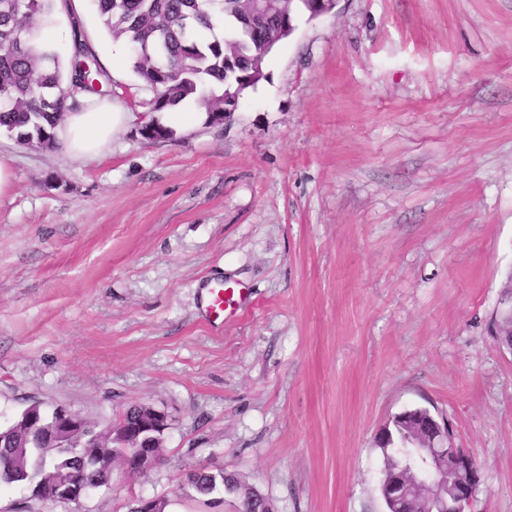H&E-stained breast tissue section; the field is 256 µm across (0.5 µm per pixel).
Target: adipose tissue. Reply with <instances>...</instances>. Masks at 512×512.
<instances>
[{
  "mask_svg": "<svg viewBox=\"0 0 512 512\" xmlns=\"http://www.w3.org/2000/svg\"><path fill=\"white\" fill-rule=\"evenodd\" d=\"M203 112H118L112 102H102L66 113L54 130L57 145L74 159H88L103 152L128 125L154 122L176 131L207 121Z\"/></svg>",
  "mask_w": 512,
  "mask_h": 512,
  "instance_id": "obj_1",
  "label": "adipose tissue"
}]
</instances>
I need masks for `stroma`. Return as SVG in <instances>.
<instances>
[{
    "label": "stroma",
    "instance_id": "stroma-1",
    "mask_svg": "<svg viewBox=\"0 0 512 512\" xmlns=\"http://www.w3.org/2000/svg\"><path fill=\"white\" fill-rule=\"evenodd\" d=\"M130 112L128 48L83 4ZM234 116L173 139L128 126L97 158L0 130V426L28 398L106 423L164 411L162 460L79 503L0 489V512H181L185 475L236 474L276 512H384L376 439L447 420L512 512V355L490 334L512 271V0H338L300 16ZM244 289L224 327L202 292Z\"/></svg>",
    "mask_w": 512,
    "mask_h": 512
}]
</instances>
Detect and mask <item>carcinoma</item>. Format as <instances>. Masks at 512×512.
I'll return each mask as SVG.
<instances>
[{
  "label": "carcinoma",
  "instance_id": "cac0c4a2",
  "mask_svg": "<svg viewBox=\"0 0 512 512\" xmlns=\"http://www.w3.org/2000/svg\"><path fill=\"white\" fill-rule=\"evenodd\" d=\"M316 0H93L103 29L117 42L135 49L133 70L152 91L150 112H168L193 101L211 123L234 105L247 89L263 80L264 62L284 27L314 10ZM55 0H28L18 10L0 0V129L22 145H55L53 130L74 99L71 89L100 100L112 97L111 78L88 48L78 25L72 27V49L62 66L54 48L35 39L56 21ZM224 22L215 33L214 21ZM26 413L0 427V480L26 486L32 497L43 483L77 480L112 487L114 471H125L127 448L112 447L110 430L97 429L87 418L68 431L59 444L30 438L23 425ZM393 459L385 445L384 470L406 466L415 449L401 447ZM201 496L222 483L236 487V512H270L274 504L231 473L213 474L203 467L186 473ZM403 512H429L428 496L416 492Z\"/></svg>",
  "mask_w": 512,
  "mask_h": 512
}]
</instances>
